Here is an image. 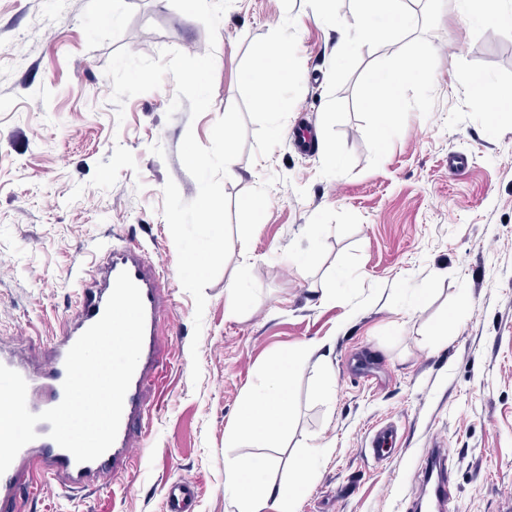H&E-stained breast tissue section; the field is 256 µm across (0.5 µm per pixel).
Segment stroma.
Wrapping results in <instances>:
<instances>
[{
	"instance_id": "1",
	"label": "stroma",
	"mask_w": 512,
	"mask_h": 512,
	"mask_svg": "<svg viewBox=\"0 0 512 512\" xmlns=\"http://www.w3.org/2000/svg\"><path fill=\"white\" fill-rule=\"evenodd\" d=\"M428 39L437 54L430 116L411 112L375 169L362 122L349 116L339 131L355 165L323 177L321 155L300 154L289 132L320 126L343 39L304 0H233L213 46L170 0H0V345L41 353L95 254L122 236L166 263L171 295L164 405L136 464L97 493L47 485L27 512H163L179 478L198 486L195 512H237L224 494L226 460L281 461L313 445L329 452L299 512H410L423 458L438 447L453 461L456 512L512 507V109L475 111L466 90L478 74L512 87V30L463 27L447 5ZM278 40L294 72L273 115L245 74ZM121 47L213 53L209 110L194 119L185 102L168 114L169 76L116 108L105 68ZM235 103L247 139L223 183L231 252L204 290L197 327L163 187L171 179L184 200L197 196L181 142L191 131L209 145ZM452 152L468 159L463 177L448 173ZM247 200L261 224L249 225ZM288 253L307 257L304 271L284 262ZM426 282L433 291L410 309ZM324 339L325 360L295 375L279 445L227 447L268 362ZM389 422L398 438L377 464L368 439Z\"/></svg>"
}]
</instances>
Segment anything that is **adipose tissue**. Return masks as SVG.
<instances>
[{
	"label": "adipose tissue",
	"mask_w": 512,
	"mask_h": 512,
	"mask_svg": "<svg viewBox=\"0 0 512 512\" xmlns=\"http://www.w3.org/2000/svg\"><path fill=\"white\" fill-rule=\"evenodd\" d=\"M465 27L512 29V0H451ZM293 56L287 43L275 42L258 58L247 78L270 112H278L284 88L293 70ZM322 343L305 345L298 355L271 360L260 384L250 390L236 420L233 439L275 442L288 429L291 381L303 360L322 350ZM309 453H301L289 465L287 484L271 476L270 463L257 459L247 464L224 466V491L237 504L238 512H298L314 472Z\"/></svg>",
	"instance_id": "ef3b65f1"
}]
</instances>
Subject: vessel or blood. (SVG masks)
<instances>
[{"label":"vessel or blood","mask_w":512,"mask_h":512,"mask_svg":"<svg viewBox=\"0 0 512 512\" xmlns=\"http://www.w3.org/2000/svg\"><path fill=\"white\" fill-rule=\"evenodd\" d=\"M123 271L129 273L141 292L145 328L142 352L125 395L115 442L96 460L80 463L49 438V423H39L35 427L37 439L25 445L8 470L0 475V512H25L28 500L50 482H57L69 492L93 491L105 477L120 475L134 466L136 452L149 434L152 405L147 393L164 374L160 344L169 299L165 266L153 259L141 243L128 240L104 248L87 279L81 280L74 312L53 337L42 362L33 363L16 353L0 350V364L25 379L27 406L31 412L39 413L58 405L63 398L67 353L82 333L101 318L116 278ZM451 472L446 449H431L423 469V500L414 503L415 512H420L425 505L431 512H452ZM197 494V486L191 480L170 484L164 512H191Z\"/></svg>","instance_id":"vessel-or-blood-1"}]
</instances>
